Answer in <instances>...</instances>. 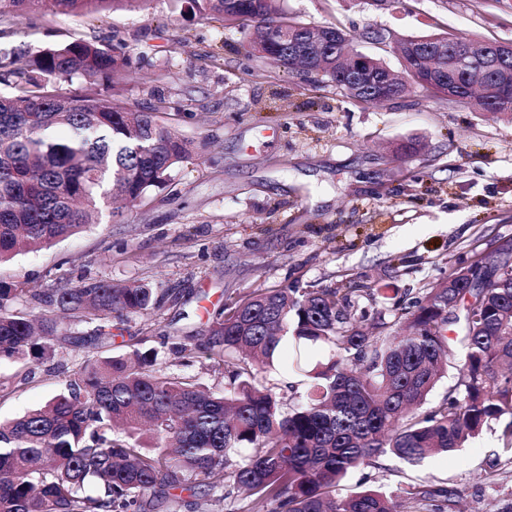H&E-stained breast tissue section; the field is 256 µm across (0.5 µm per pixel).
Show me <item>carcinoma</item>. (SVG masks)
Returning a JSON list of instances; mask_svg holds the SVG:
<instances>
[{"mask_svg": "<svg viewBox=\"0 0 512 512\" xmlns=\"http://www.w3.org/2000/svg\"><path fill=\"white\" fill-rule=\"evenodd\" d=\"M46 0H0V21H21ZM56 11L92 17L117 5L146 11L153 0H51ZM225 27L251 30L250 48L289 71L301 66L345 89L336 60L352 54L364 69L387 66L339 35L301 60L288 40H307V24L284 0H168ZM417 49L402 73L423 78L428 48L446 43L443 78L478 68L446 34L408 36ZM124 47L75 40L38 50L26 68L0 73V262L49 248L101 221L103 203L134 204L164 186L190 155V143L152 111L128 105L116 73L137 70ZM82 81L69 96L60 84ZM472 103L512 118L498 75ZM410 88L365 81L361 102L382 105ZM497 272L473 287L455 268L427 289L413 311L372 318L337 289L256 288L208 313L202 352L229 374L212 390L158 365L157 350L136 344L85 359L66 391L0 422V512H171L189 491L194 512H246L248 499L268 512H456L454 490L416 483L397 498L377 490L336 494L348 472L390 454L415 464L452 455L489 421L512 415V265L506 251L475 267ZM22 284L0 281V361L53 355L62 336L53 312L18 309ZM47 303L91 326L106 346L112 323L157 304L148 282L114 286L79 280ZM459 379L438 406L421 414L455 352ZM282 369L304 378L305 400L281 412Z\"/></svg>", "mask_w": 512, "mask_h": 512, "instance_id": "cac0c4a2", "label": "carcinoma"}]
</instances>
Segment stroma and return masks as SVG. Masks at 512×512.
I'll use <instances>...</instances> for the list:
<instances>
[{
	"label": "stroma",
	"mask_w": 512,
	"mask_h": 512,
	"mask_svg": "<svg viewBox=\"0 0 512 512\" xmlns=\"http://www.w3.org/2000/svg\"><path fill=\"white\" fill-rule=\"evenodd\" d=\"M311 26H337L358 49L400 70L390 42L445 32L478 42L512 43V0H286ZM76 39L123 46L142 59L130 73V105L193 143L170 181L122 219L0 265V280L46 294L59 277L87 275L116 285L149 282L156 308L112 329L113 352L140 342L162 366L223 387L201 350L159 347L160 334L203 329L207 313L259 287L350 289L355 308L410 309L425 290L467 264L475 251L512 237V120L412 90L382 105L361 104L333 86L312 91L313 76L253 55L243 31L172 14L167 0L149 11L94 17L49 9L0 27V48L33 53ZM419 141V154L399 147ZM94 342L42 362L0 363L14 391L0 395V418L43 405ZM512 423L504 415L457 451L411 466L384 455L352 471L339 488L380 486L399 494L416 482L456 490L466 512H498L512 501V465L494 483L485 474Z\"/></svg>",
	"instance_id": "1"
}]
</instances>
